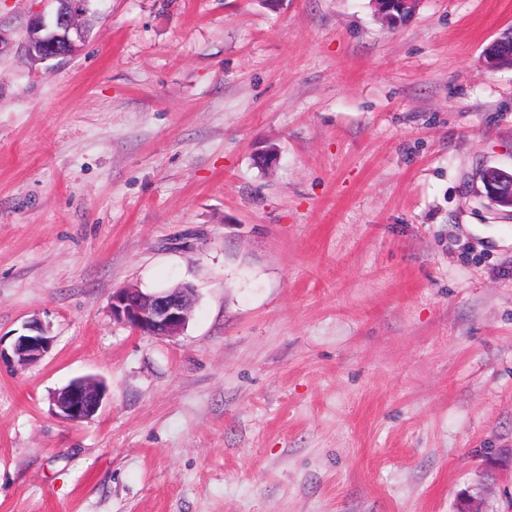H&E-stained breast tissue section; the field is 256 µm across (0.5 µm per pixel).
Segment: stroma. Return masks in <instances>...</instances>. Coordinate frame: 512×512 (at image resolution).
<instances>
[{"instance_id": "stroma-1", "label": "stroma", "mask_w": 512, "mask_h": 512, "mask_svg": "<svg viewBox=\"0 0 512 512\" xmlns=\"http://www.w3.org/2000/svg\"><path fill=\"white\" fill-rule=\"evenodd\" d=\"M0 0V512H456L512 448V0ZM273 152L264 167L258 159ZM181 283V335L112 292ZM94 377L88 421L52 394ZM59 5L52 19L37 14L27 25L28 35L23 43L24 51L35 61L66 58L75 46V39L82 38L78 24L88 0H54ZM377 9L382 18L392 24L396 21V15L404 17V21L415 11L416 0H376ZM26 334L18 336L12 346L11 363L25 368L40 361L51 349L53 339L46 328L37 320L26 323Z\"/></svg>"}]
</instances>
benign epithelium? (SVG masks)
<instances>
[{
    "label": "benign epithelium",
    "mask_w": 512,
    "mask_h": 512,
    "mask_svg": "<svg viewBox=\"0 0 512 512\" xmlns=\"http://www.w3.org/2000/svg\"><path fill=\"white\" fill-rule=\"evenodd\" d=\"M58 6L51 20L37 14L27 25L28 35L23 43L24 51L36 61L55 60L67 57L82 38L78 24L82 10L88 0H56ZM379 14L389 24L400 15L408 18L415 11L416 0H376ZM506 37L495 40L488 49L484 61L487 67H498V60L507 49ZM492 194L512 204V177L499 178L491 183ZM192 300L186 289H166L146 294L138 288H119L112 292L110 311L112 319L128 327L138 335L173 337L180 335L189 320ZM26 333L18 336L12 346L10 361L25 368L40 361L51 349L53 339L46 328L32 320L25 325ZM106 391L100 382L92 379H77L57 390L51 405L55 413L64 420L79 423L91 419L102 407ZM512 468V448L502 458L488 457L486 472L496 477L499 471ZM489 482L484 480L476 487L462 493L460 512H485L482 508Z\"/></svg>",
    "instance_id": "benign-epithelium-1"
}]
</instances>
